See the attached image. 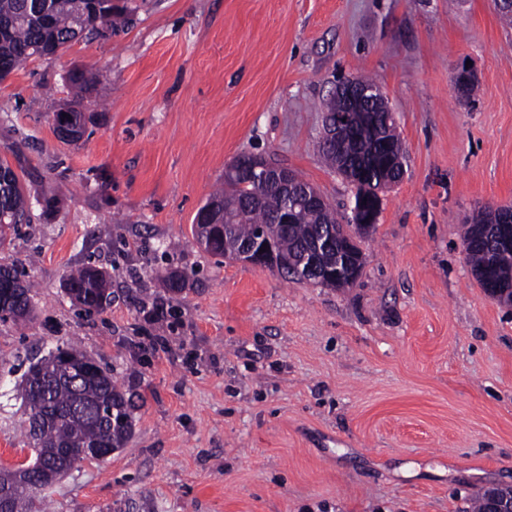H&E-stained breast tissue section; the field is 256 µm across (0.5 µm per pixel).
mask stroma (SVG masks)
<instances>
[{
  "label": "stroma",
  "mask_w": 512,
  "mask_h": 512,
  "mask_svg": "<svg viewBox=\"0 0 512 512\" xmlns=\"http://www.w3.org/2000/svg\"><path fill=\"white\" fill-rule=\"evenodd\" d=\"M106 37L0 81V158L31 201L0 263L37 313L0 321V463L25 459L30 357L76 347L133 393L134 432L85 462L51 512H466L512 486V307L466 261L473 214L512 206V26L495 0H114ZM470 65L475 100L452 76ZM95 77L103 105L69 77ZM375 81L396 113L401 182L381 194L357 281L329 288L214 257L198 209L242 154L300 173L352 221L321 162L320 104ZM80 104L81 141L52 116ZM108 271L88 314L63 289ZM187 277L167 290L172 271ZM161 306L165 318L145 319Z\"/></svg>",
  "instance_id": "35a3bbf8"
}]
</instances>
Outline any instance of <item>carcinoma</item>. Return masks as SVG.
I'll use <instances>...</instances> for the list:
<instances>
[{
    "label": "carcinoma",
    "mask_w": 512,
    "mask_h": 512,
    "mask_svg": "<svg viewBox=\"0 0 512 512\" xmlns=\"http://www.w3.org/2000/svg\"><path fill=\"white\" fill-rule=\"evenodd\" d=\"M113 9H97L93 0H0V80L31 58L55 55L86 35L112 31ZM320 157L341 171V155L325 142ZM251 184H226L208 197L211 202L235 205L225 224H193L197 245L214 256L257 237L272 240L290 256L312 244L321 232L351 234L348 224L336 223L332 213L298 209L289 218L281 213L275 188L253 201ZM26 193L19 175L0 160V247L11 241L19 225L30 223ZM466 257L474 275L488 271L504 289H512V257L495 255L483 243ZM70 298L88 313L104 308L111 298L107 274L82 266L65 278ZM36 308L31 285L13 265H0V321H32ZM27 408L23 421L30 462L17 467L0 465V512H44L49 492L95 451L123 448L134 430L133 404L94 358L56 346L49 355L30 363L20 382Z\"/></svg>",
    "instance_id": "cac0c4a2"
}]
</instances>
